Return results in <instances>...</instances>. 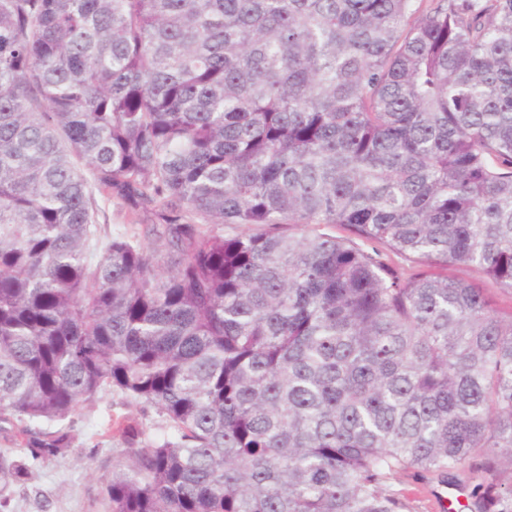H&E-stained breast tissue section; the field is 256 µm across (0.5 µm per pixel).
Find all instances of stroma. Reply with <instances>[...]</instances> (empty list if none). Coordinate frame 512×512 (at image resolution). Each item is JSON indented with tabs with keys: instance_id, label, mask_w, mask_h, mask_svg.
Instances as JSON below:
<instances>
[{
	"instance_id": "obj_1",
	"label": "stroma",
	"mask_w": 512,
	"mask_h": 512,
	"mask_svg": "<svg viewBox=\"0 0 512 512\" xmlns=\"http://www.w3.org/2000/svg\"><path fill=\"white\" fill-rule=\"evenodd\" d=\"M97 221L101 242L126 236L158 250L163 247L150 235L149 221H132L117 201L99 200ZM123 413L140 415L150 438H162L167 432L155 409L139 411L118 393L99 396L71 418L76 448L65 457L44 463L31 480L14 487L12 512H105L104 487L116 453L103 431L110 417ZM389 485L410 503L412 512H436V499L453 492L440 478L418 472L394 475Z\"/></svg>"
}]
</instances>
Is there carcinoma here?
Returning <instances> with one entry per match:
<instances>
[{
	"mask_svg": "<svg viewBox=\"0 0 512 512\" xmlns=\"http://www.w3.org/2000/svg\"><path fill=\"white\" fill-rule=\"evenodd\" d=\"M431 2L0 0V512L105 392L171 430L108 512H512V315L430 271L512 292V0ZM97 198L98 217L100 227V239L97 254L100 255L103 246L113 237L126 236L134 238L149 247L157 249L161 254L165 253V247L161 241L149 234L150 222L146 220L133 223L127 210L117 201H106ZM391 489L406 499L412 506V512H446L453 511L452 501L448 497L437 500L439 511L435 510L436 498L441 495L456 493L457 486H449L440 478L430 474L406 472L392 476L388 480ZM448 501V505L446 504Z\"/></svg>",
	"mask_w": 512,
	"mask_h": 512,
	"instance_id": "carcinoma-1",
	"label": "carcinoma"
}]
</instances>
